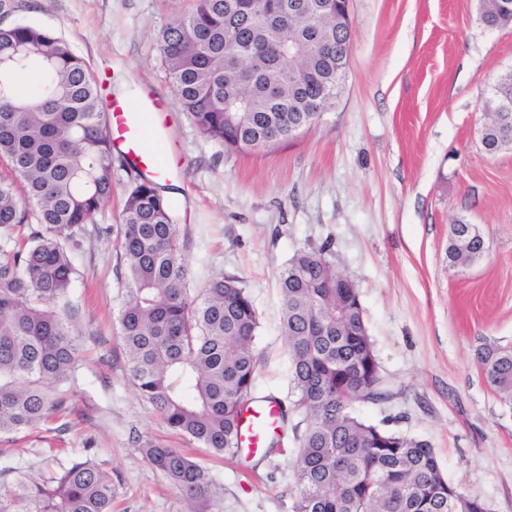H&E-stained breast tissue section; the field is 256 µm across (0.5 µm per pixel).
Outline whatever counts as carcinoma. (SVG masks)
Wrapping results in <instances>:
<instances>
[{
    "label": "carcinoma",
    "mask_w": 512,
    "mask_h": 512,
    "mask_svg": "<svg viewBox=\"0 0 512 512\" xmlns=\"http://www.w3.org/2000/svg\"><path fill=\"white\" fill-rule=\"evenodd\" d=\"M482 0L479 19L508 26ZM336 17V0H195L159 34L160 61L184 109L206 137L229 152L310 129L318 102L335 104L334 45L349 33L312 13ZM10 59L0 95V158L23 188L0 181V230L30 234L0 257V434L25 431L65 404L55 384L74 378L80 345L59 312L75 273L72 252L112 197L110 118L96 81L69 43L37 25L0 26ZM31 76L26 90L20 79ZM277 86L280 98L268 95ZM512 141V121L483 127L486 152ZM125 288L119 335L137 393L166 425L217 455L239 452L238 415L253 402L259 327L242 282L217 276L197 293L170 205L154 182L134 177L117 230ZM451 267L482 257L479 245L448 236ZM325 242L298 250L281 271L282 330L288 342L305 429L296 458L293 512H481L478 499L442 484L431 446L415 438L380 442L350 413L345 392L388 398L373 385L368 330L357 287L338 280ZM478 363L498 397L512 403V350L487 347ZM140 453L190 503L220 487L178 448L137 441ZM112 474L75 460L36 481L24 473L0 484V512H112Z\"/></svg>",
    "instance_id": "carcinoma-1"
}]
</instances>
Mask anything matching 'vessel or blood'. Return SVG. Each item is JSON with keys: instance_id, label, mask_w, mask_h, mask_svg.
<instances>
[{"instance_id": "obj_1", "label": "vessel or blood", "mask_w": 512, "mask_h": 512, "mask_svg": "<svg viewBox=\"0 0 512 512\" xmlns=\"http://www.w3.org/2000/svg\"><path fill=\"white\" fill-rule=\"evenodd\" d=\"M165 103L152 93H145L138 111H130L120 100L110 102L112 148L132 168L157 180L169 174L161 154L168 139V125L162 118ZM280 407L264 399L246 407L240 417L241 441L251 453L262 452L277 429Z\"/></svg>"}]
</instances>
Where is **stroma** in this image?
I'll return each instance as SVG.
<instances>
[{"label":"stroma","mask_w":512,"mask_h":512,"mask_svg":"<svg viewBox=\"0 0 512 512\" xmlns=\"http://www.w3.org/2000/svg\"><path fill=\"white\" fill-rule=\"evenodd\" d=\"M193 0H0V24L64 38L97 81L127 75L167 104L173 165L161 183L192 291L219 274L240 279L258 312V396L295 399L277 279L299 249L330 242L357 286L390 392L359 404L366 423L425 441L447 482L512 512V405L477 362L512 350V150L481 145L485 107L512 74V27L484 26L478 0H351L354 37L334 107L317 126L272 148L227 152L183 111L156 50L160 31ZM133 170L112 169V198L74 255L61 313L80 339L67 408L34 428L0 434V471L46 476L91 458L111 473L113 512H187L184 499L135 446L184 449L223 488L206 512H292L298 444L269 461L214 458L172 436L135 391L118 335L125 288L112 232ZM476 225L488 250L449 268L455 221Z\"/></svg>","instance_id":"stroma-1"}]
</instances>
